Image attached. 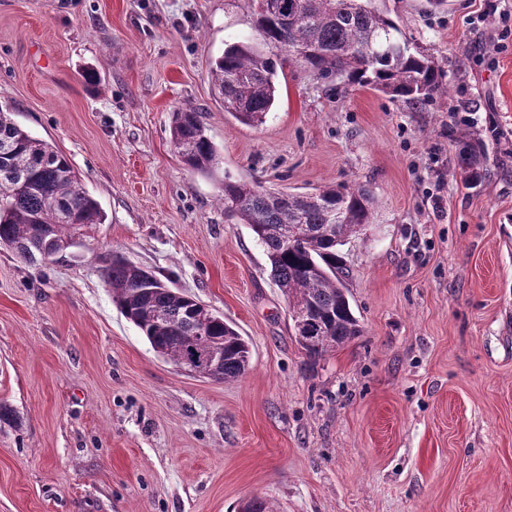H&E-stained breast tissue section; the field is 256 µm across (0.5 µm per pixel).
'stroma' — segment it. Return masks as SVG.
<instances>
[{
  "label": "stroma",
  "mask_w": 512,
  "mask_h": 512,
  "mask_svg": "<svg viewBox=\"0 0 512 512\" xmlns=\"http://www.w3.org/2000/svg\"><path fill=\"white\" fill-rule=\"evenodd\" d=\"M433 53L413 106L290 63L263 125L209 67L254 0H0V107L65 154L106 220L48 263L0 248V512H512V0H373ZM92 70L97 86L82 75ZM199 110L218 176L169 135ZM482 141L485 177L456 156ZM274 191L360 184L342 246L362 334L310 359L221 172ZM117 251L234 323L236 380L159 356L112 302Z\"/></svg>",
  "instance_id": "1"
}]
</instances>
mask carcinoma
Listing matches in <instances>:
<instances>
[{
  "label": "carcinoma",
  "mask_w": 512,
  "mask_h": 512,
  "mask_svg": "<svg viewBox=\"0 0 512 512\" xmlns=\"http://www.w3.org/2000/svg\"><path fill=\"white\" fill-rule=\"evenodd\" d=\"M254 28L256 39L226 45L210 67L224 111L241 124H263L276 101L285 64L276 49H306L309 55L301 63L317 76L358 81L415 105L448 93L435 57L404 37L371 0H271L268 8L257 0ZM170 139L185 166L213 174L217 148L196 109L172 112ZM483 153L480 142L459 152L466 181H481ZM220 199L224 211L248 225L264 247L284 296L312 308L310 331L295 335L310 358H321L361 335L343 284L339 247L374 223L369 191L328 186L310 193H276L226 173ZM104 221L69 159L0 108V247L26 262H41L48 239L68 241ZM295 224L305 232L285 240L283 230ZM101 275L118 310L157 353L177 363L191 349L206 351L218 344L224 347V361L212 379L234 380L247 370L248 342L224 316L213 314L201 329L195 298L131 266L119 253L103 262Z\"/></svg>",
  "instance_id": "carcinoma-1"
}]
</instances>
